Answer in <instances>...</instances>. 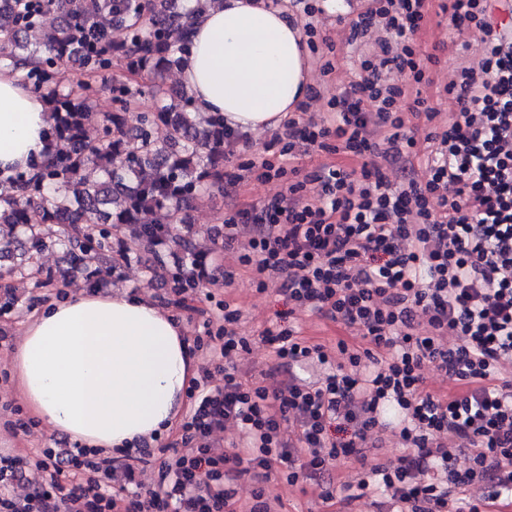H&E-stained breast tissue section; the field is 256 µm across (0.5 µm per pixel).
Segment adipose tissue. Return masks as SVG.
I'll list each match as a JSON object with an SVG mask.
<instances>
[{
    "instance_id": "ef3b65f1",
    "label": "adipose tissue",
    "mask_w": 512,
    "mask_h": 512,
    "mask_svg": "<svg viewBox=\"0 0 512 512\" xmlns=\"http://www.w3.org/2000/svg\"><path fill=\"white\" fill-rule=\"evenodd\" d=\"M180 79L204 112L250 133L277 129L307 98L300 25L268 0H212L197 20ZM47 105L0 67V175L43 151ZM31 414L91 450L127 451L169 430L195 363L181 327L154 301L65 293L34 313L13 352Z\"/></svg>"
}]
</instances>
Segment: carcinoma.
Returning <instances> with one entry per match:
<instances>
[{
    "instance_id": "obj_1",
    "label": "carcinoma",
    "mask_w": 512,
    "mask_h": 512,
    "mask_svg": "<svg viewBox=\"0 0 512 512\" xmlns=\"http://www.w3.org/2000/svg\"><path fill=\"white\" fill-rule=\"evenodd\" d=\"M208 2L188 10L184 0H0V65L24 66V83L50 103L42 157L0 179V261L8 269L34 263L47 246L42 227L67 224L72 234L57 246L89 288L144 246L178 257V287L201 286L203 256L179 226L199 193L224 191L225 147L239 135L223 115L199 111L183 86H168L166 73L188 54ZM51 13L58 27L46 34ZM119 62L125 79L112 77ZM102 93L117 111H93ZM146 95L158 106L128 128L127 106ZM114 229L127 231L117 249Z\"/></svg>"
}]
</instances>
